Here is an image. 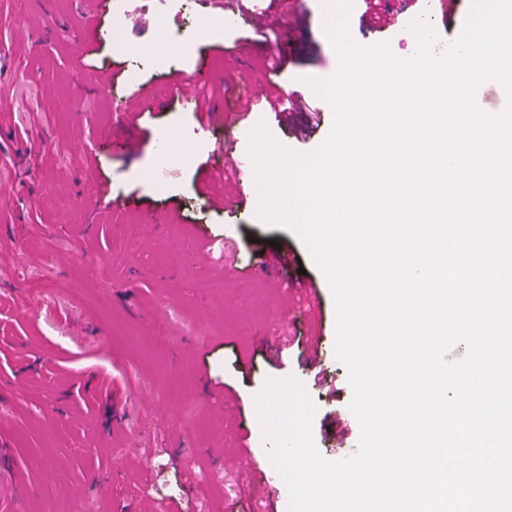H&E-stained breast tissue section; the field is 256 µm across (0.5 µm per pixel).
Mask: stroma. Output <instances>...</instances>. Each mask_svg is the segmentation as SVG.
Returning <instances> with one entry per match:
<instances>
[{
	"mask_svg": "<svg viewBox=\"0 0 512 512\" xmlns=\"http://www.w3.org/2000/svg\"><path fill=\"white\" fill-rule=\"evenodd\" d=\"M310 24L257 35L246 23L228 30L219 14L159 13L155 30L124 32V52L99 44L79 57L73 40L94 0H0V186L19 187L0 205V491L19 494L17 512H288V489L270 460V442L255 398L267 379L297 378L317 407L313 437L321 457L353 454L361 430L337 447L331 413L353 397L337 360V315L329 284L302 241L256 217L257 195L223 212L208 208L196 178L211 161L219 131H203L191 105L173 98L169 72L148 65L157 44L187 76L196 63L213 73L198 89L220 111H247L240 128L265 123L283 146L307 153L320 137L300 141L282 131L268 96L302 90L334 110L307 79L327 80L339 58L325 31L324 0H294ZM363 0H352L348 32L364 46L389 43L399 58L415 41L392 31L368 33ZM293 40L292 61L276 53ZM249 45L241 68L265 65L268 96L244 98L219 79L226 55ZM139 64L161 102L138 122L141 151L127 156L99 141L112 102L84 80ZM169 137V159L157 144ZM111 184L114 204L98 207L93 184ZM178 216L166 220L169 207ZM208 229L216 244L205 243ZM288 247L300 268L277 279L236 278L235 270ZM223 278L224 291L208 283ZM316 284L322 319L306 318ZM289 296L292 311L280 308ZM324 343L320 368L335 385L325 401L306 362L312 332ZM263 468L248 484L251 460Z\"/></svg>",
	"mask_w": 512,
	"mask_h": 512,
	"instance_id": "stroma-1",
	"label": "stroma"
}]
</instances>
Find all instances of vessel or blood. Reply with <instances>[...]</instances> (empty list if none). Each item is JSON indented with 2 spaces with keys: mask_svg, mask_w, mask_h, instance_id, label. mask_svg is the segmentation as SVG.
Listing matches in <instances>:
<instances>
[{
  "mask_svg": "<svg viewBox=\"0 0 512 512\" xmlns=\"http://www.w3.org/2000/svg\"><path fill=\"white\" fill-rule=\"evenodd\" d=\"M109 4L110 0H97L92 19L73 42V49L77 55H84L88 49L104 42L108 27L129 26L141 31L154 29L156 17L150 9L142 8L133 13L128 12L112 20L108 17ZM198 5L206 13L215 9L220 10L224 20L228 22L240 17L245 18L249 26L260 33L280 26L289 14L286 0H271L268 7L254 10L247 8L243 0H198ZM207 79V74L202 72L184 79L172 77L170 81L172 93L181 100L193 104L204 125L233 127L235 124L233 113L223 114L214 111L205 100L196 98L194 94L196 86L206 82ZM157 105L155 87L149 82L137 85L131 93L113 98L114 128L107 134L113 147L129 154L139 152L143 146V140L137 131L138 114L141 111L156 108ZM238 144L236 137H225L218 143L210 164L198 175V191L205 196L213 211L221 212L240 203L255 183L254 169L241 153ZM227 163L231 164L237 174L242 177L237 191L232 195L212 193L210 183L216 172Z\"/></svg>",
  "mask_w": 512,
  "mask_h": 512,
  "instance_id": "vessel-or-blood-1",
  "label": "vessel or blood"
}]
</instances>
